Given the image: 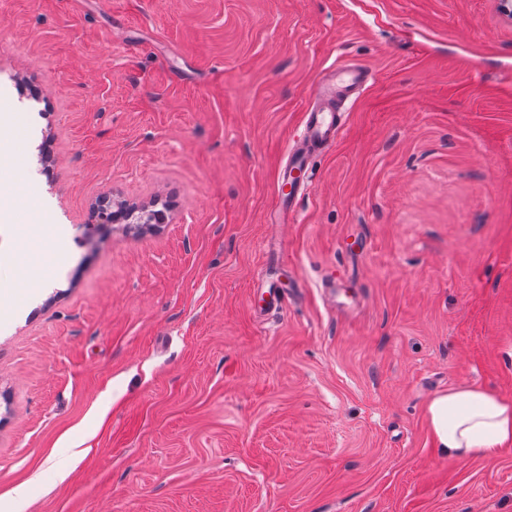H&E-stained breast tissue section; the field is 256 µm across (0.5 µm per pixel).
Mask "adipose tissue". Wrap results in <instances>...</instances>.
Returning a JSON list of instances; mask_svg holds the SVG:
<instances>
[{"label":"adipose tissue","mask_w":512,"mask_h":512,"mask_svg":"<svg viewBox=\"0 0 512 512\" xmlns=\"http://www.w3.org/2000/svg\"><path fill=\"white\" fill-rule=\"evenodd\" d=\"M426 418L436 453L468 460L512 446V399L469 383L435 395Z\"/></svg>","instance_id":"adipose-tissue-1"}]
</instances>
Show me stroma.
Here are the masks:
<instances>
[{
	"label": "stroma",
	"instance_id": "stroma-1",
	"mask_svg": "<svg viewBox=\"0 0 512 512\" xmlns=\"http://www.w3.org/2000/svg\"><path fill=\"white\" fill-rule=\"evenodd\" d=\"M339 59L371 79L270 222ZM0 134L38 199L0 207V512H512V448L424 413L512 398L496 0H0ZM112 193L166 224L87 233ZM426 418L436 453L468 460L512 446V399L469 383L435 395Z\"/></svg>",
	"mask_w": 512,
	"mask_h": 512
}]
</instances>
